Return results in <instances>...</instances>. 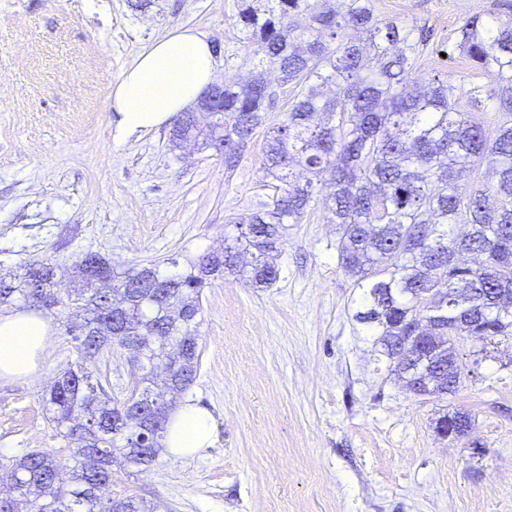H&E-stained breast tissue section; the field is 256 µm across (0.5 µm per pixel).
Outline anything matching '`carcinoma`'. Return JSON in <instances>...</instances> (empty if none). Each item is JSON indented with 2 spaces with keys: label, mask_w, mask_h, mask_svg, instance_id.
I'll return each mask as SVG.
<instances>
[{
  "label": "carcinoma",
  "mask_w": 512,
  "mask_h": 512,
  "mask_svg": "<svg viewBox=\"0 0 512 512\" xmlns=\"http://www.w3.org/2000/svg\"><path fill=\"white\" fill-rule=\"evenodd\" d=\"M256 0H237L236 25L255 55L277 67L281 80L297 82L301 93L287 119L267 139L264 169L283 184L271 203L235 222L237 235L222 257L204 255L177 274L157 264L122 271L109 267L112 287L98 288L88 276L98 252H87L74 265L78 288L61 294L67 332L76 342L77 361L61 369L44 407L59 433L76 444L70 461L32 451L12 463L14 475L0 486V512H157L158 504L134 497L114 499L113 466L149 467L163 450L169 417L157 430L142 433L130 419L141 395L156 385L147 370L135 379L129 397L111 396L94 375L91 363L149 344L145 356L171 358L157 340L166 337L199 356L197 315L203 288L215 277L237 275L269 288L279 271L275 260L287 225L298 224L319 187L330 184L326 198L336 225L340 266L361 291L356 320L375 336L379 355L393 359L406 337L421 329L434 337L420 368L398 373L416 395L442 398L461 383L451 325L426 330L438 309L422 313L420 302L432 296L448 305L477 290L462 317L473 324L470 336L482 344L512 338V0H494L490 19L466 18L455 31L456 48L488 79L468 88L470 102L507 113L492 132L471 112L457 108L454 87L441 80L419 84L411 77L427 42L424 28L382 21L372 0H272L261 11ZM274 93L264 78L224 84V111L215 128L202 132L178 114L172 139L194 135L205 144L224 142V167L233 170L243 149L261 127ZM488 164L496 181L459 183L460 173ZM312 177L290 178L292 167ZM463 224L456 235L448 226ZM483 257L478 267L448 265L459 250ZM400 263L392 266L388 259ZM55 296V264L33 259L10 281L0 278V312L20 305L40 310L32 296ZM139 308L151 327L130 321L124 335L100 336L112 323V299ZM196 367H178L170 389L179 395L192 384ZM465 437L471 417L464 412L436 420V432ZM70 484L60 482L63 471Z\"/></svg>",
  "instance_id": "1"
}]
</instances>
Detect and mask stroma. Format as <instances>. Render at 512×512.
I'll use <instances>...</instances> for the list:
<instances>
[{"label": "stroma", "instance_id": "stroma-1", "mask_svg": "<svg viewBox=\"0 0 512 512\" xmlns=\"http://www.w3.org/2000/svg\"><path fill=\"white\" fill-rule=\"evenodd\" d=\"M491 5L374 0L379 18L429 29L413 77L457 87L484 76L454 31ZM236 13V0H0V271L49 258L65 289L90 250L120 270L169 257L184 269L272 200L281 184L263 170L266 139L300 91L277 72L267 75L275 107L231 171L211 149L172 143L167 125L119 135L111 108L123 70L175 29L211 43L216 81L260 70ZM336 241L314 203L289 225L272 287L227 274L204 288L197 374L184 396L212 413L215 443L140 472L115 467L113 497L171 512H512V339H457V391L413 395L355 321L359 291ZM44 317L52 335L39 372L0 378V480L28 452L67 459L75 449L42 401L76 360L75 343L60 311ZM457 410L472 418L468 436H439L436 419Z\"/></svg>", "mask_w": 512, "mask_h": 512}]
</instances>
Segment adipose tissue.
<instances>
[{"mask_svg": "<svg viewBox=\"0 0 512 512\" xmlns=\"http://www.w3.org/2000/svg\"><path fill=\"white\" fill-rule=\"evenodd\" d=\"M214 77L209 43L196 32L182 29L152 43L127 68L112 89V109L121 134L159 128L195 102ZM50 341V329L38 313L18 309L0 314V378L35 375ZM211 414L191 402L169 416L167 451L195 457L214 439Z\"/></svg>", "mask_w": 512, "mask_h": 512, "instance_id": "obj_1", "label": "adipose tissue"}]
</instances>
